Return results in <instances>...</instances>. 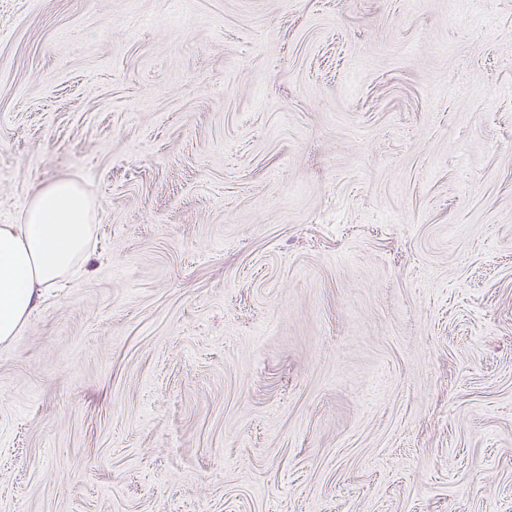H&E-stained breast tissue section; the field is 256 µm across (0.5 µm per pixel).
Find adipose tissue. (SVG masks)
Listing matches in <instances>:
<instances>
[{"instance_id":"adipose-tissue-1","label":"adipose tissue","mask_w":512,"mask_h":512,"mask_svg":"<svg viewBox=\"0 0 512 512\" xmlns=\"http://www.w3.org/2000/svg\"><path fill=\"white\" fill-rule=\"evenodd\" d=\"M95 218L81 184L59 178L28 200L21 223L0 224V344L21 333L51 288L85 271Z\"/></svg>"}]
</instances>
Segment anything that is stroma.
<instances>
[{
  "instance_id": "stroma-1",
  "label": "stroma",
  "mask_w": 512,
  "mask_h": 512,
  "mask_svg": "<svg viewBox=\"0 0 512 512\" xmlns=\"http://www.w3.org/2000/svg\"><path fill=\"white\" fill-rule=\"evenodd\" d=\"M57 178L0 512H512V0H0V224Z\"/></svg>"
}]
</instances>
